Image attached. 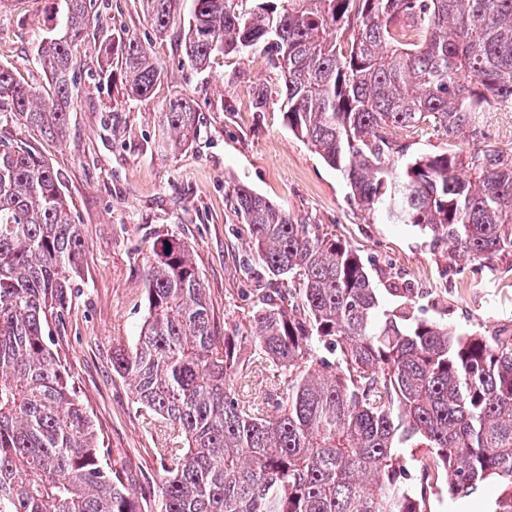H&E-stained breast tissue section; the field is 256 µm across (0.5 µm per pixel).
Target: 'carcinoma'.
Instances as JSON below:
<instances>
[{"label": "carcinoma", "instance_id": "cac0c4a2", "mask_svg": "<svg viewBox=\"0 0 512 512\" xmlns=\"http://www.w3.org/2000/svg\"><path fill=\"white\" fill-rule=\"evenodd\" d=\"M142 2L197 69L268 53L289 130L357 206L418 228L449 260L512 266V153L450 142L411 155L397 137L426 126L451 138L485 106L512 102V0H280L250 12L244 0ZM56 17L35 54L44 84L0 64V112L46 142L66 137L96 0H57ZM104 54L105 78L118 72L129 99L165 77L135 35L112 36ZM158 123L164 153L199 135L186 98ZM232 196L271 284L246 330L216 335L188 249L158 238L147 316L112 355L138 408L183 440L156 449V512H427L441 478L453 497L490 481L496 512H512V335L423 320L412 289L378 287L321 225L245 186ZM84 252L60 174L36 146L0 138V512H138L61 354ZM257 364L279 382L266 409L234 389ZM399 448L422 449L420 485L404 482Z\"/></svg>", "mask_w": 512, "mask_h": 512}]
</instances>
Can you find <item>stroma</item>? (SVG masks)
I'll use <instances>...</instances> for the list:
<instances>
[{"label": "stroma", "mask_w": 512, "mask_h": 512, "mask_svg": "<svg viewBox=\"0 0 512 512\" xmlns=\"http://www.w3.org/2000/svg\"><path fill=\"white\" fill-rule=\"evenodd\" d=\"M98 22L76 54L77 89L66 137L41 150L64 184L86 244L76 298L66 319L64 351L73 381L104 447L124 464L141 512H154L161 465L155 448L166 428L148 424L133 402L129 379L112 368L116 348L131 346L146 315L144 251L164 236L181 240L199 269L216 332L245 328L267 280L231 190L244 185L307 224L322 225L356 250L373 274L408 283L419 318L461 332L512 330V271L447 266L417 229L388 224L360 210L340 172L289 130L274 90L279 84L264 51L219 56L206 70L185 60L177 33L156 34L139 0H97ZM53 0H0V63L29 83L44 75L35 59L54 23ZM150 44L166 77L147 99L127 101L120 81L100 76L102 44L113 32ZM270 90L264 111L259 88ZM172 97L192 100L201 118L195 142L160 152L157 114ZM482 143L512 151V106L492 104L475 119ZM498 490L479 485L449 496L437 485L428 512H494Z\"/></svg>", "instance_id": "obj_1"}]
</instances>
